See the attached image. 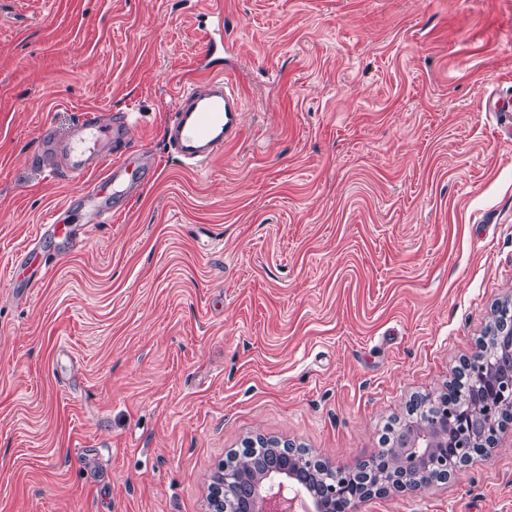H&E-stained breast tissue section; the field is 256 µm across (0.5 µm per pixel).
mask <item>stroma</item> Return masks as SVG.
Here are the masks:
<instances>
[{"instance_id": "1", "label": "stroma", "mask_w": 512, "mask_h": 512, "mask_svg": "<svg viewBox=\"0 0 512 512\" xmlns=\"http://www.w3.org/2000/svg\"><path fill=\"white\" fill-rule=\"evenodd\" d=\"M207 0H0V512H208L245 440L350 469L391 447L512 300V0H223L241 138L192 168L165 121ZM130 115L157 164L24 287L79 187L41 126ZM354 512H512V423Z\"/></svg>"}]
</instances>
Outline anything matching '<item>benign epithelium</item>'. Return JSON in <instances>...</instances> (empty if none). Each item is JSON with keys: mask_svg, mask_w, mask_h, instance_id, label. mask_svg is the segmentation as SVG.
<instances>
[{"mask_svg": "<svg viewBox=\"0 0 512 512\" xmlns=\"http://www.w3.org/2000/svg\"><path fill=\"white\" fill-rule=\"evenodd\" d=\"M487 338L503 352L498 357L481 349L473 358L462 362L455 370L454 386L473 389L484 403L493 404L499 400L501 389L512 386V309L509 304L501 305L498 316L487 330ZM424 403L432 404L442 413L430 422L412 407L399 427L394 448L402 453V462L396 464L383 455H373L370 461L360 465L358 487L350 492L344 486L340 496L353 495L350 505H355L373 495H381L390 488L417 491L428 483L429 467L440 462L443 469L437 479H448L470 457L457 459V433L463 429L471 439L481 445L480 453L490 455L496 445V428L500 421L474 418L457 410L446 412L448 400L444 395L429 396ZM292 443L272 453L261 475L252 476L241 460L233 470L224 469V482L215 483L210 498V512H232L229 504L236 505L237 512H295L298 503L305 512H335L332 502L323 496L308 492L305 488L293 489L289 497L284 495L285 484L299 478Z\"/></svg>", "mask_w": 512, "mask_h": 512, "instance_id": "benign-epithelium-1", "label": "benign epithelium"}]
</instances>
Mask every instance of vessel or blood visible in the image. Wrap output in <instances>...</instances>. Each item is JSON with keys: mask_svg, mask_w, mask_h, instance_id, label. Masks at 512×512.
Returning <instances> with one entry per match:
<instances>
[{"mask_svg": "<svg viewBox=\"0 0 512 512\" xmlns=\"http://www.w3.org/2000/svg\"><path fill=\"white\" fill-rule=\"evenodd\" d=\"M207 24L201 26L203 45L211 57L226 52L224 17L221 7L207 11ZM242 99L239 91L223 72L204 69L202 77L183 85L168 116L169 147L172 153L198 167L221 154L235 142L242 131ZM127 113L103 115L84 112L63 137L51 129L39 131L40 152L37 162L52 161L61 166L64 179L79 184L80 194L90 208L89 224L51 222L54 238L65 247H73L89 231L90 224L110 213L108 196L125 197L140 182L130 159L134 149L128 138ZM98 173L94 183H87L91 173Z\"/></svg>", "mask_w": 512, "mask_h": 512, "instance_id": "vessel-or-blood-1", "label": "vessel or blood"}]
</instances>
